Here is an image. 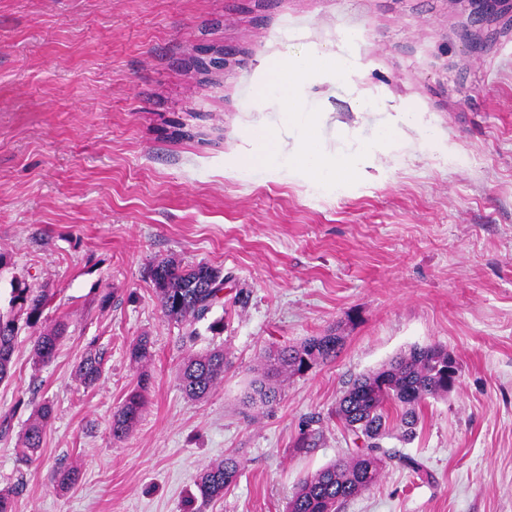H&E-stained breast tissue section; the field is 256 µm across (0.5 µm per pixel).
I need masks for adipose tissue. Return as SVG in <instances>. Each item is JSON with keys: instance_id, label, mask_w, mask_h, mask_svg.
Wrapping results in <instances>:
<instances>
[{"instance_id": "adipose-tissue-1", "label": "adipose tissue", "mask_w": 512, "mask_h": 512, "mask_svg": "<svg viewBox=\"0 0 512 512\" xmlns=\"http://www.w3.org/2000/svg\"><path fill=\"white\" fill-rule=\"evenodd\" d=\"M308 67L304 58L287 59L278 63L263 76L260 82L264 100L279 105L281 123L300 131L292 145H285L272 128H265L262 136L253 144L249 161H271L288 172L317 184H333L356 177L359 162L348 155L333 154L319 141L309 138L307 130L316 122V115L299 108L296 97L297 86L289 81V74H303Z\"/></svg>"}]
</instances>
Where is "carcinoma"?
Instances as JSON below:
<instances>
[{
    "label": "carcinoma",
    "instance_id": "obj_1",
    "mask_svg": "<svg viewBox=\"0 0 512 512\" xmlns=\"http://www.w3.org/2000/svg\"><path fill=\"white\" fill-rule=\"evenodd\" d=\"M152 278L164 316L187 328L188 335L193 336L194 325L207 319L219 299L220 289L212 287V283L224 278V271L207 263L183 267L169 258L153 266ZM49 301L45 287L12 289L11 314H0V382L11 377L21 320L27 327L39 330L32 349L34 364L45 365L54 358L67 325L44 324L43 313ZM343 342L344 337L333 332L311 336L298 346L270 356L267 370L275 376L300 374L307 363L317 365L335 358ZM130 357L137 363L147 361L151 357L150 339L146 336L137 339L130 349ZM447 364L448 351L440 346L413 348L380 369L353 380L340 398L336 413L355 439L362 442L363 450L304 479L288 499L285 512H340L344 502L375 484L386 460L391 458L381 445L393 431L389 408H402L399 438L411 439L419 420L416 408L428 398L448 394ZM227 365L222 349L188 356L178 370L181 390L193 400L206 398L224 379ZM102 366V357L89 352L78 363L76 378L91 387L101 378ZM149 384V376L142 375L136 388L113 414L110 428L114 440H124L139 423ZM254 391L266 405L279 397L278 388L267 377L255 381ZM52 415L51 404L44 402L30 416L20 438L25 459H32L42 447ZM240 475L239 461L228 456L201 470L195 480L196 493L203 503L220 499L236 485Z\"/></svg>",
    "mask_w": 512,
    "mask_h": 512
}]
</instances>
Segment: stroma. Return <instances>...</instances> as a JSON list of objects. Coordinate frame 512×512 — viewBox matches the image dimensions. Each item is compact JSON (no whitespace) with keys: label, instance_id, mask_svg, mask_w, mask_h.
I'll use <instances>...</instances> for the list:
<instances>
[{"label":"stroma","instance_id":"1","mask_svg":"<svg viewBox=\"0 0 512 512\" xmlns=\"http://www.w3.org/2000/svg\"><path fill=\"white\" fill-rule=\"evenodd\" d=\"M496 28L476 53L461 0H0V313L16 284L45 285L47 323L67 324L40 366L22 327L0 383L15 512H284L354 448L336 415L349 384L430 345L455 356L458 387L423 403L411 441L383 440L399 461L342 512H512V31ZM318 48L351 61L339 77L313 60L298 85L328 149L355 154L398 112L433 138L403 129L402 149L338 184L264 163L225 173L277 119L259 99L267 58ZM207 51L223 69L197 70ZM169 257L223 269L220 331L202 321L191 338L164 316L150 269ZM332 330L336 358L250 402L265 353ZM142 336L144 366L130 358ZM213 348L230 367L190 400L178 368ZM89 351L105 365L86 388ZM144 370L141 419L115 441L112 413ZM44 401L53 418L26 465L19 435ZM228 454L237 484L195 500L199 471ZM69 467L79 478L60 485ZM102 357L97 353H87L78 363L75 375L85 387L95 385L102 375Z\"/></svg>","mask_w":512,"mask_h":512}]
</instances>
